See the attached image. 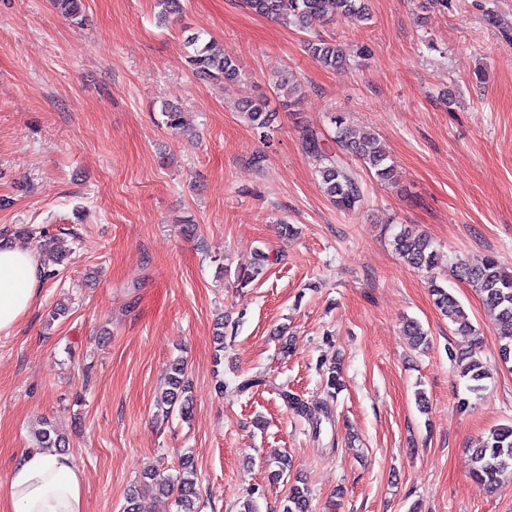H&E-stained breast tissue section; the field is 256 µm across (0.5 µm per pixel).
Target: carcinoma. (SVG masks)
Returning <instances> with one entry per match:
<instances>
[{
    "instance_id": "obj_1",
    "label": "carcinoma",
    "mask_w": 512,
    "mask_h": 512,
    "mask_svg": "<svg viewBox=\"0 0 512 512\" xmlns=\"http://www.w3.org/2000/svg\"><path fill=\"white\" fill-rule=\"evenodd\" d=\"M245 3L249 10L259 16L283 22L294 21L303 29L322 23L338 13L357 22L367 20L368 16L364 0H245ZM53 5L67 19L76 20L80 17L81 0H53ZM189 46L192 47V52L188 55V62L197 75L226 85L238 82L239 65L236 60L225 55L222 45L214 40L202 42L196 36L189 40ZM307 49L312 59L324 68L335 69L346 61L345 50L333 41L321 38L310 40ZM237 108L254 128L264 129L268 126L270 114L263 100H241ZM162 113L166 127L172 130L183 127L182 112L178 107L167 105L162 109ZM331 123L335 125L334 142L337 149L325 147L324 139L315 130L306 131L303 137L304 148L318 165L322 189L330 203L340 211L353 212L363 201V191L358 175L346 156H352L381 183L394 182L396 170L384 143L377 136H351L339 115L332 116ZM392 245L396 253L411 267L427 274L435 305L455 326V331L473 336L471 349L460 354L457 362L461 367V377L467 381L469 392H480L483 389V381L487 378L479 356L482 339L476 333L460 302L439 283L437 251L425 234L410 230L396 234ZM268 262L269 256L263 252L259 253L257 265L249 270L237 272L236 287L242 289L251 284ZM455 272L460 279L474 288L485 306L497 312L501 340L499 355L503 362H511L512 274L493 256L486 257L478 264L460 262L455 266ZM404 333L414 347L428 345L426 333L418 322L407 321ZM189 392L187 366L184 361L175 360L171 364L168 389L161 397V402L171 411L178 410L179 416L187 419L190 415ZM281 397L285 405L301 417H311L323 410V405L317 403L311 407L299 396L286 390L281 391ZM37 442L40 448H59L62 438L48 424L38 431ZM508 459L512 460V425H499L481 436L471 448L470 472L475 479L494 487L505 478L504 466ZM145 478L149 479L150 484L162 495L175 498L180 512H195L196 482L189 460L182 462L181 469L175 476L151 471L145 474ZM310 501L309 489L294 485L289 490L282 512H309Z\"/></svg>"
}]
</instances>
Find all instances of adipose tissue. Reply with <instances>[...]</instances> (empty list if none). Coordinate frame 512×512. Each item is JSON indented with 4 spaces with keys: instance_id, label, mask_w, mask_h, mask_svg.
I'll return each mask as SVG.
<instances>
[{
    "instance_id": "ef3b65f1",
    "label": "adipose tissue",
    "mask_w": 512,
    "mask_h": 512,
    "mask_svg": "<svg viewBox=\"0 0 512 512\" xmlns=\"http://www.w3.org/2000/svg\"><path fill=\"white\" fill-rule=\"evenodd\" d=\"M42 268L30 252L0 248V331L30 308ZM84 472L64 452L31 448L22 453L7 481L0 512H84Z\"/></svg>"
}]
</instances>
